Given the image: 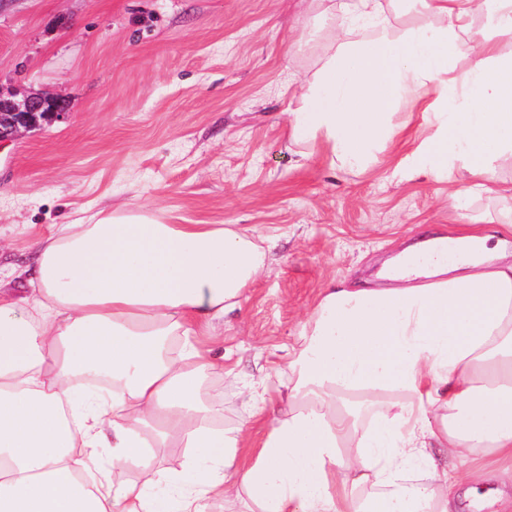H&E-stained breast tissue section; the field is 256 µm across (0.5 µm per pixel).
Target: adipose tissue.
I'll list each match as a JSON object with an SVG mask.
<instances>
[{
  "label": "adipose tissue",
  "instance_id": "1",
  "mask_svg": "<svg viewBox=\"0 0 512 512\" xmlns=\"http://www.w3.org/2000/svg\"><path fill=\"white\" fill-rule=\"evenodd\" d=\"M336 46L292 140L365 171L414 145L436 181L489 190L512 160V0H318ZM417 23L399 29L409 14ZM430 128L420 137L421 128ZM461 224L402 251L391 286H329L288 364V410L248 464V423L200 399L207 341L263 273L273 238L169 224L147 208L58 224L25 296L0 293V512H460L499 479L512 512V261ZM139 470L117 482L98 464ZM179 448V468L153 467Z\"/></svg>",
  "mask_w": 512,
  "mask_h": 512
}]
</instances>
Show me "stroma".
<instances>
[{"instance_id": "35a3bbf8", "label": "stroma", "mask_w": 512, "mask_h": 512, "mask_svg": "<svg viewBox=\"0 0 512 512\" xmlns=\"http://www.w3.org/2000/svg\"><path fill=\"white\" fill-rule=\"evenodd\" d=\"M313 0H0V89L66 99L65 119L0 145V288L24 287L38 237L97 210L145 207L173 224L277 234L263 275L216 323L210 345L232 374L224 423L288 394L300 324L331 279L375 280L397 245L465 217L496 216L491 196L448 205L411 151L365 171L332 168L289 141L293 92L333 32L310 39Z\"/></svg>"}]
</instances>
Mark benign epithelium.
Here are the masks:
<instances>
[{
    "mask_svg": "<svg viewBox=\"0 0 512 512\" xmlns=\"http://www.w3.org/2000/svg\"><path fill=\"white\" fill-rule=\"evenodd\" d=\"M68 113L65 99L29 93L22 97L0 92V143L44 122L62 118Z\"/></svg>",
    "mask_w": 512,
    "mask_h": 512,
    "instance_id": "1",
    "label": "benign epithelium"
}]
</instances>
